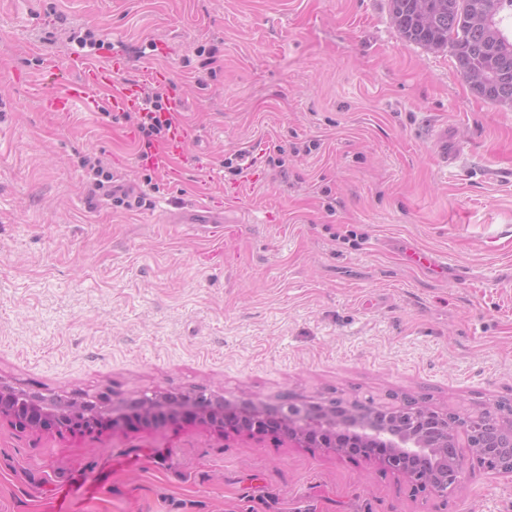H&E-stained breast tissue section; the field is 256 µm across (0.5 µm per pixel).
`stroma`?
Instances as JSON below:
<instances>
[{
  "label": "stroma",
  "mask_w": 512,
  "mask_h": 512,
  "mask_svg": "<svg viewBox=\"0 0 512 512\" xmlns=\"http://www.w3.org/2000/svg\"><path fill=\"white\" fill-rule=\"evenodd\" d=\"M87 31L169 46L196 130L179 182L136 162L135 117L43 110L46 65L77 79ZM257 142L259 181L232 198L224 160ZM97 159L142 206L97 191ZM205 180L226 223H173ZM409 245L446 268H412ZM0 378L270 409L512 405V105L406 41L388 0H0ZM0 512H512V476L469 456L443 497L273 434L4 420Z\"/></svg>",
  "instance_id": "stroma-1"
}]
</instances>
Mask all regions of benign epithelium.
<instances>
[{
	"mask_svg": "<svg viewBox=\"0 0 512 512\" xmlns=\"http://www.w3.org/2000/svg\"><path fill=\"white\" fill-rule=\"evenodd\" d=\"M419 413L426 419L438 421L432 434L412 429L392 430L374 418L355 412L342 421L336 419L335 414L317 408L300 414L282 412L278 414V425L273 427L271 411L259 405L226 407L222 402L202 396L175 397L162 392L135 399L112 400L86 395L65 400L59 395L46 397L18 390L0 378V421L6 419L32 432L56 430L87 435L98 432L105 424L118 427L127 418L137 415L146 424L191 419L221 436L228 432L259 436L275 429L298 445H307L316 439L334 449L336 445L327 443V438H335L336 432L342 430L363 440L385 442L389 453L382 462L406 474L415 465L428 466L437 449L447 448L448 416L428 408L419 409Z\"/></svg>",
	"mask_w": 512,
	"mask_h": 512,
	"instance_id": "obj_1",
	"label": "benign epithelium"
}]
</instances>
